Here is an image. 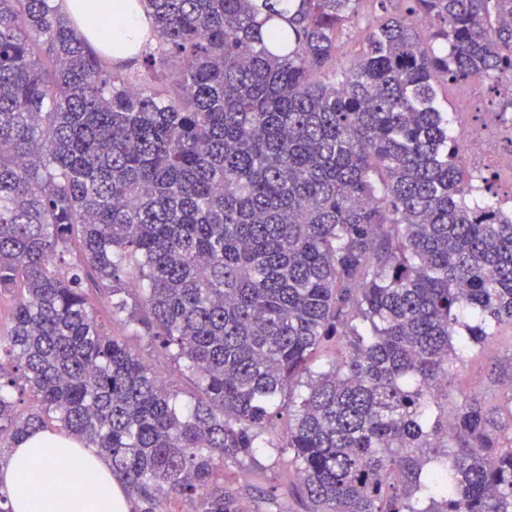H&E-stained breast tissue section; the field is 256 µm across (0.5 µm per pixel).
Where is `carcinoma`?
Listing matches in <instances>:
<instances>
[{
    "label": "carcinoma",
    "mask_w": 512,
    "mask_h": 512,
    "mask_svg": "<svg viewBox=\"0 0 512 512\" xmlns=\"http://www.w3.org/2000/svg\"><path fill=\"white\" fill-rule=\"evenodd\" d=\"M146 5L156 47L114 60L56 0H0V466L50 430L131 512H512V387L449 393L512 326V217L438 98L512 77V0ZM170 61L176 90L144 82ZM270 449L288 474L261 488ZM381 20V15L368 7L359 20L345 23L336 35V67H347L357 58L369 24ZM98 307L99 319L105 323L108 331L111 332L113 336L124 339L131 347L137 348L144 358L148 361H152L154 354L148 341L143 336H136L133 328L125 326L119 317L112 318L111 320L105 304L100 303Z\"/></svg>",
    "instance_id": "carcinoma-1"
}]
</instances>
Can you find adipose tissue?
Segmentation results:
<instances>
[{"mask_svg": "<svg viewBox=\"0 0 512 512\" xmlns=\"http://www.w3.org/2000/svg\"><path fill=\"white\" fill-rule=\"evenodd\" d=\"M80 26L90 19L120 20L110 40L112 57L146 49L150 22L143 0H65ZM0 494L11 512H130L126 495L108 462L72 437L36 431L22 438L0 469Z\"/></svg>", "mask_w": 512, "mask_h": 512, "instance_id": "obj_1", "label": "adipose tissue"}]
</instances>
